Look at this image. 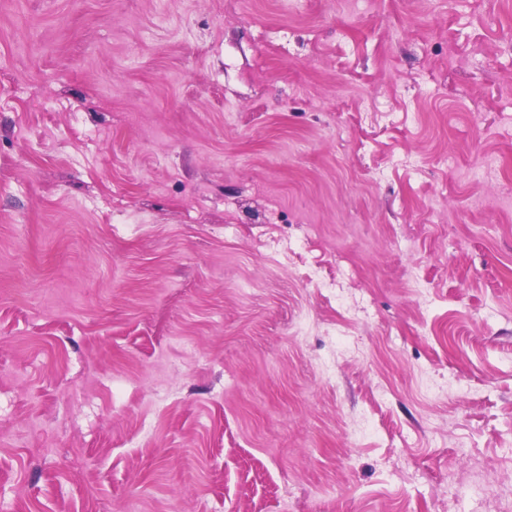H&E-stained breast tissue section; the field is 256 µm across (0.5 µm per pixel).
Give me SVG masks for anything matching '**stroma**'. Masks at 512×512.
Listing matches in <instances>:
<instances>
[{
  "instance_id": "1",
  "label": "stroma",
  "mask_w": 512,
  "mask_h": 512,
  "mask_svg": "<svg viewBox=\"0 0 512 512\" xmlns=\"http://www.w3.org/2000/svg\"><path fill=\"white\" fill-rule=\"evenodd\" d=\"M459 441L512 488V0H0V512H443Z\"/></svg>"
}]
</instances>
